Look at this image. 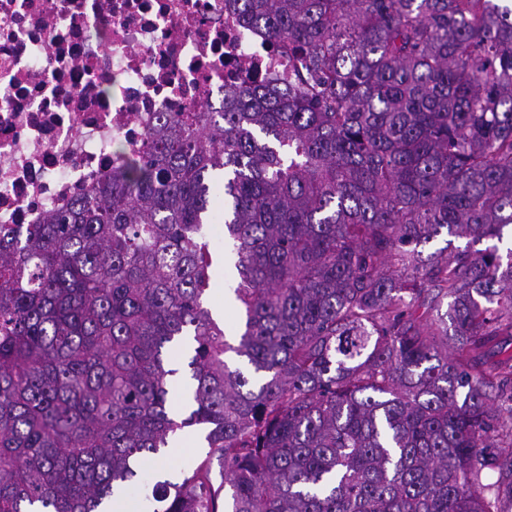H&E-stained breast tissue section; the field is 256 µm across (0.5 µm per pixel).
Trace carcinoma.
I'll return each mask as SVG.
<instances>
[{
	"mask_svg": "<svg viewBox=\"0 0 512 512\" xmlns=\"http://www.w3.org/2000/svg\"><path fill=\"white\" fill-rule=\"evenodd\" d=\"M224 8L287 83L161 112L88 195L0 225V512H108L194 426L205 460L150 512H512V9ZM217 178L234 338L203 300Z\"/></svg>",
	"mask_w": 512,
	"mask_h": 512,
	"instance_id": "1",
	"label": "carcinoma"
}]
</instances>
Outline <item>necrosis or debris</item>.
<instances>
[{
	"instance_id": "4bbe7bcc",
	"label": "necrosis or debris",
	"mask_w": 512,
	"mask_h": 512,
	"mask_svg": "<svg viewBox=\"0 0 512 512\" xmlns=\"http://www.w3.org/2000/svg\"><path fill=\"white\" fill-rule=\"evenodd\" d=\"M287 55L224 0H0V224H39L111 174L159 113L222 103Z\"/></svg>"
}]
</instances>
